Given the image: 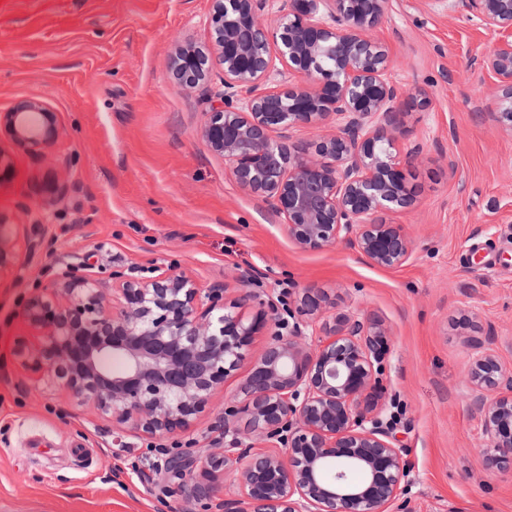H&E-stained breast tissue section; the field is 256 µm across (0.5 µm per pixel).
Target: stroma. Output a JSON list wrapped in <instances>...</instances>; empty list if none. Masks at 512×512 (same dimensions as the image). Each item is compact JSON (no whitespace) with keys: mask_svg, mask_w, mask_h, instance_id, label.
<instances>
[{"mask_svg":"<svg viewBox=\"0 0 512 512\" xmlns=\"http://www.w3.org/2000/svg\"><path fill=\"white\" fill-rule=\"evenodd\" d=\"M209 0H0V112L23 99L55 112L50 150L65 198L46 187L47 164L19 153L0 184V209L47 210L44 248L19 284H0V512H221L237 492L220 481L186 505L166 456L199 457L222 437L246 369L231 373L189 430L161 449L75 406L53 379L31 386L17 368L26 332L18 304L56 265L88 257L97 278L186 272L197 287L248 270L231 285L254 315L312 287L338 309L388 332L380 379L409 478L390 512H512V473L488 470L480 414L463 392L466 340L495 330L512 367V139L498 134L470 66L491 37L467 12L434 13L424 0H390L375 29L406 89H427L428 107L406 104L401 141L421 145L406 175L417 203L384 212L404 225L411 258L394 269L366 264L349 247L299 249L261 198L243 192L201 137L202 90L176 86L175 49L206 38Z\"/></svg>","mask_w":512,"mask_h":512,"instance_id":"obj_1","label":"stroma"}]
</instances>
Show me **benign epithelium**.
Listing matches in <instances>:
<instances>
[{
	"instance_id": "benign-epithelium-1",
	"label": "benign epithelium",
	"mask_w": 512,
	"mask_h": 512,
	"mask_svg": "<svg viewBox=\"0 0 512 512\" xmlns=\"http://www.w3.org/2000/svg\"><path fill=\"white\" fill-rule=\"evenodd\" d=\"M462 5L494 36L473 62L489 79L495 128L512 137V0H428ZM205 41L178 50L176 85L201 87L208 109L207 146L224 157L237 185L272 202L299 248L344 243L369 264L406 263L412 242L400 224L376 220L416 203L402 158L417 156L399 140L403 98L425 107L424 91L407 93L392 77L385 46L371 36L388 0H211ZM305 146L300 127L324 128ZM0 183L14 155L46 158L60 133L56 113L24 100L0 113ZM0 210V280L21 281L35 247L27 226ZM112 297L86 264L61 262L53 279L20 306L27 334L19 368L52 377L82 405L112 423L118 446L135 434L160 439L186 431L231 372L247 361L254 336L275 329L224 410L219 451L195 462L172 456L166 470L194 500L208 479L231 477L238 496L224 512H388L409 472L379 380L387 351L382 325L333 310L320 290L304 288L288 318L264 311L248 318L226 304L225 285L198 288L166 269L151 279L112 275ZM468 377L481 411L486 465L512 463V370L490 333L467 341ZM505 386L511 394L500 395ZM250 431L239 437L235 417ZM257 443L282 450L254 452Z\"/></svg>"
}]
</instances>
